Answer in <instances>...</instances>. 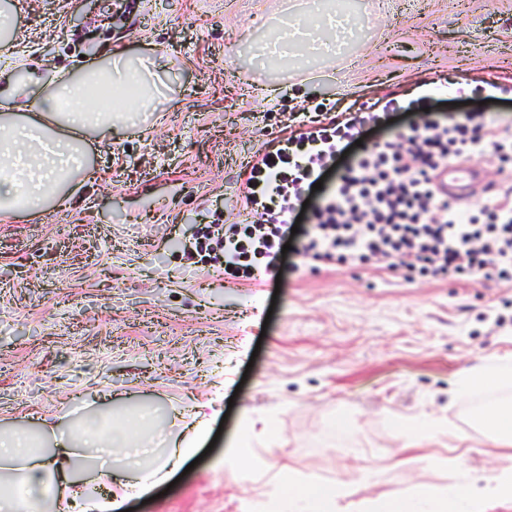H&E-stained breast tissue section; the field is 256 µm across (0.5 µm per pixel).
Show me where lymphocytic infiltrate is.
<instances>
[{
    "instance_id": "1",
    "label": "lymphocytic infiltrate",
    "mask_w": 512,
    "mask_h": 512,
    "mask_svg": "<svg viewBox=\"0 0 512 512\" xmlns=\"http://www.w3.org/2000/svg\"><path fill=\"white\" fill-rule=\"evenodd\" d=\"M367 119L355 114L343 135L309 128L294 139L307 161L287 173L288 147L264 153L250 167L246 206L264 217L236 227L205 230V249L223 258L230 276L252 278L256 261L275 267L289 234L308 259L336 258L352 266L378 265L407 278L436 280L481 276L512 281V186L472 209L439 193L436 176L449 157L483 158L495 151L512 157V125L476 116L425 120L408 133L375 143L341 175L320 210L317 224L292 232L288 217L300 202L303 180L320 179Z\"/></svg>"
}]
</instances>
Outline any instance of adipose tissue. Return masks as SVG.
I'll use <instances>...</instances> for the list:
<instances>
[{"label":"adipose tissue","instance_id":"1","mask_svg":"<svg viewBox=\"0 0 512 512\" xmlns=\"http://www.w3.org/2000/svg\"><path fill=\"white\" fill-rule=\"evenodd\" d=\"M48 90L28 112L0 113V213L35 214L71 197V183L86 174L88 132L111 130L113 123L136 125L160 100L154 74L123 55L94 57ZM512 387V360L462 372L449 392L459 400L494 388ZM179 420L178 433L153 442L156 416L141 410L132 425L110 424L107 415L58 422L29 434L0 430V512H20L22 503L53 512L60 498L76 512H120L128 499L151 493L187 462L207 440L210 421L194 415ZM487 444L512 456V403L496 402L477 421ZM119 465L108 495H96L103 477V455ZM458 481L449 487L423 486L407 497L375 499L359 512H512V469L492 477L471 473L461 456L448 459ZM345 486L298 480L279 473L275 490L247 512H343Z\"/></svg>","mask_w":512,"mask_h":512}]
</instances>
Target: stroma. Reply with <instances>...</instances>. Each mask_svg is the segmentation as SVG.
Segmentation results:
<instances>
[{
    "mask_svg": "<svg viewBox=\"0 0 512 512\" xmlns=\"http://www.w3.org/2000/svg\"><path fill=\"white\" fill-rule=\"evenodd\" d=\"M353 34L336 66L319 45L259 48L314 23V0H18L19 33L0 59L49 75L104 50L155 63L157 111L96 135L94 179L39 214L0 213V429L34 432L73 408L123 423L152 409L203 407L221 433L166 495L132 512H240L269 478L224 466L244 421L275 418L257 451L271 471L340 481L351 501L401 499L455 474L436 442L401 467L398 421L470 429L477 475L512 469L470 425L484 399L449 401L461 369L512 357V282L406 281L374 266L305 262L233 279L198 251L208 224L249 220L240 174L277 148L303 106L376 102L397 114L366 130L339 166L426 114L512 122V0H334ZM349 430L330 433L332 419Z\"/></svg>",
    "mask_w": 512,
    "mask_h": 512,
    "instance_id": "obj_1",
    "label": "stroma"
}]
</instances>
